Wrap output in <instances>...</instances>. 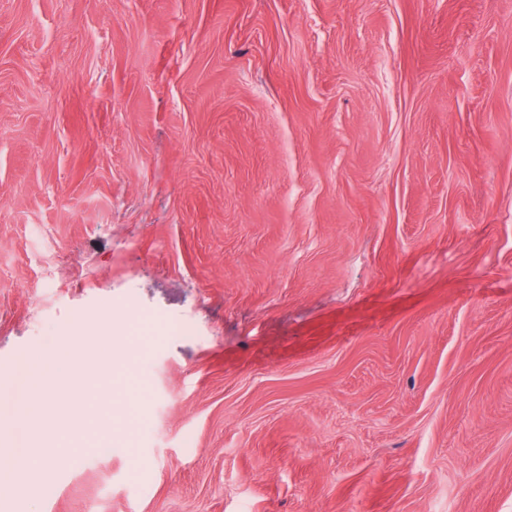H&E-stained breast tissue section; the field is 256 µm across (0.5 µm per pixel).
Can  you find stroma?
<instances>
[{
    "label": "stroma",
    "mask_w": 512,
    "mask_h": 512,
    "mask_svg": "<svg viewBox=\"0 0 512 512\" xmlns=\"http://www.w3.org/2000/svg\"><path fill=\"white\" fill-rule=\"evenodd\" d=\"M107 333L0 512H512V0H0V368Z\"/></svg>",
    "instance_id": "1"
}]
</instances>
